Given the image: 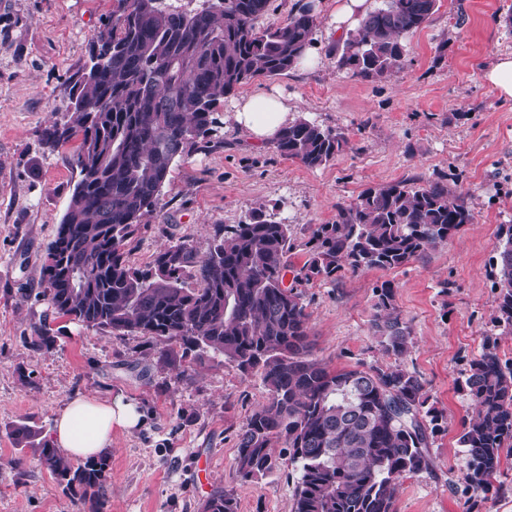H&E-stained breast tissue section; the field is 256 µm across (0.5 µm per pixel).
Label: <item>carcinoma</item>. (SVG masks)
I'll use <instances>...</instances> for the list:
<instances>
[{
	"instance_id": "carcinoma-1",
	"label": "carcinoma",
	"mask_w": 512,
	"mask_h": 512,
	"mask_svg": "<svg viewBox=\"0 0 512 512\" xmlns=\"http://www.w3.org/2000/svg\"><path fill=\"white\" fill-rule=\"evenodd\" d=\"M269 0H114L90 48L91 69L70 90V120L44 128L56 146L80 145L64 162L86 173L69 199L43 266L44 289L57 314L88 328L156 336L182 355L222 357L243 373L260 372L268 401L238 434L235 467L244 481L278 468L271 443L285 439L299 468L294 512H393L399 482L429 466L434 434L448 429L420 377L400 364L330 370L313 353L309 313L298 287L334 280L344 270H393L448 242L472 223V210L442 180L364 190L319 224L308 258L285 283L293 249L290 225L262 209L229 229L217 228L208 253L186 242L160 249L144 268L128 246L159 202L173 165L213 132L216 107L258 78H276L314 46L317 16L304 3L277 27L257 20ZM437 0H382L344 41L338 67L363 78L403 67L405 41L434 14ZM345 137L305 117L272 142L308 169L326 165ZM489 275L498 290L494 326L512 334V224ZM371 328L398 358L412 346L396 289L374 287ZM459 389L472 401L458 443L464 482L474 494L494 488L501 453L512 451V363L486 338ZM40 463L83 502L106 493V459L73 468L48 442ZM203 512H237L233 493L213 492Z\"/></svg>"
}]
</instances>
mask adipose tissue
Masks as SVG:
<instances>
[{"mask_svg": "<svg viewBox=\"0 0 512 512\" xmlns=\"http://www.w3.org/2000/svg\"><path fill=\"white\" fill-rule=\"evenodd\" d=\"M232 117L259 143L271 142L295 120L282 95L265 92L242 94L234 103ZM140 422V412L122 398L78 396L57 414L51 442L64 459L86 458L111 446L113 428L129 431Z\"/></svg>", "mask_w": 512, "mask_h": 512, "instance_id": "adipose-tissue-1", "label": "adipose tissue"}]
</instances>
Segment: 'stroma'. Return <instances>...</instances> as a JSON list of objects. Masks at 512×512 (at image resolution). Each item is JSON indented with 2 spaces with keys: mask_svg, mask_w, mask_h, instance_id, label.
Listing matches in <instances>:
<instances>
[{
  "mask_svg": "<svg viewBox=\"0 0 512 512\" xmlns=\"http://www.w3.org/2000/svg\"><path fill=\"white\" fill-rule=\"evenodd\" d=\"M112 6L6 0L0 7V512H201L218 489L233 491L237 512H294L299 474L284 461V442L273 445L279 469L251 481L236 472L237 436L268 400L259 372L242 374L221 358L164 363L163 340L69 321L44 294L43 258L79 172L61 160L77 141L53 150L40 132L68 121L67 89L89 67L90 42ZM335 9L336 0H315L310 65L248 89L282 91L296 115L342 132L344 150L305 168L254 143L224 101L209 143L174 164L129 261L145 266L179 241L206 253L215 225L242 223L262 207L290 224L289 260L299 267L316 225L332 223L337 204L378 183L445 179L473 222L401 268L346 270L304 286L310 338L336 370L399 363L416 372L448 417L447 430L431 440L428 470L398 485L394 512H512V454L501 456L496 493L481 500L466 490L458 443L473 412L458 384L485 339H497L501 359L512 360V335L492 322L497 293L487 277L498 228L512 224V100L484 79L499 56L512 54V0H438L407 40L404 67L376 79L339 68L344 36ZM385 280L413 336L400 359L371 329L373 288ZM42 325L55 338L47 350L29 344ZM78 395L120 397L144 414L139 429L113 430L107 493L97 505L80 503L13 435L24 424L50 440L57 413Z\"/></svg>",
  "mask_w": 512,
  "mask_h": 512,
  "instance_id": "1",
  "label": "stroma"
}]
</instances>
